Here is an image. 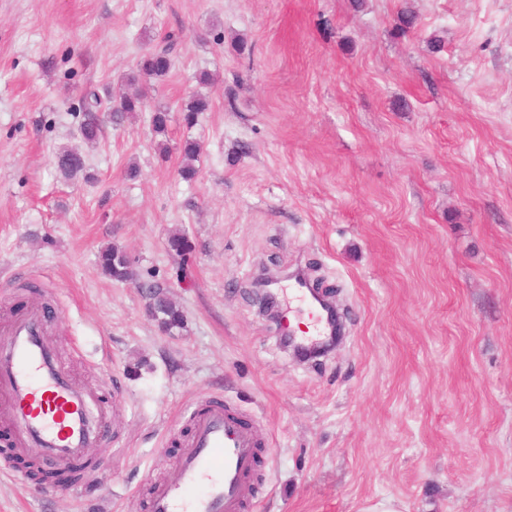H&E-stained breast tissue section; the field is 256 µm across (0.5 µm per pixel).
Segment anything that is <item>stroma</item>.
<instances>
[{"label": "stroma", "instance_id": "35a3bbf8", "mask_svg": "<svg viewBox=\"0 0 512 512\" xmlns=\"http://www.w3.org/2000/svg\"><path fill=\"white\" fill-rule=\"evenodd\" d=\"M170 33L182 45L146 111L84 149L93 182L63 180L74 106ZM197 92L210 109L189 127ZM110 244L133 281L102 274ZM296 271L343 321L307 362L255 288L279 277V310L304 320ZM26 282L112 440L70 488L0 457V512H145L210 399L263 433L252 512H512V0H0V321ZM156 286L183 329L148 316ZM200 154V145L194 140H186L181 146L182 165L179 168V175L190 180L197 174L194 162L197 161Z\"/></svg>", "mask_w": 512, "mask_h": 512}]
</instances>
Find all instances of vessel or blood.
Masks as SVG:
<instances>
[{
  "label": "vessel or blood",
  "mask_w": 512,
  "mask_h": 512,
  "mask_svg": "<svg viewBox=\"0 0 512 512\" xmlns=\"http://www.w3.org/2000/svg\"><path fill=\"white\" fill-rule=\"evenodd\" d=\"M45 326L36 301L0 323V423L16 451L72 463L109 437L110 422L96 393L58 363ZM190 417L179 473L154 487L147 512H243L260 433L220 403L198 404Z\"/></svg>",
  "instance_id": "1"
}]
</instances>
